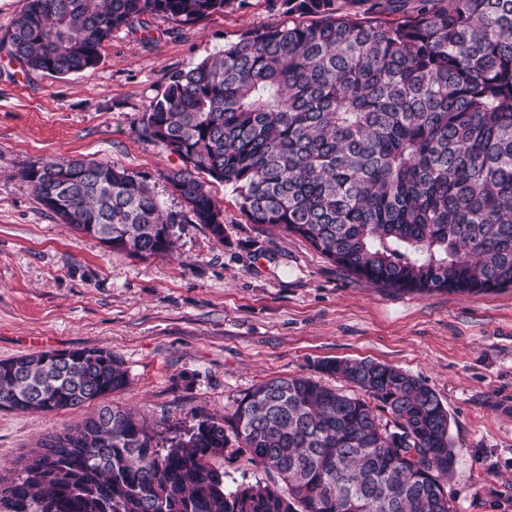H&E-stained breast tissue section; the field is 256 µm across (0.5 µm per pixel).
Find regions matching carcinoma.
<instances>
[{"label":"carcinoma","instance_id":"cac0c4a2","mask_svg":"<svg viewBox=\"0 0 512 512\" xmlns=\"http://www.w3.org/2000/svg\"><path fill=\"white\" fill-rule=\"evenodd\" d=\"M245 0H28L1 48L53 77L100 62L112 32L163 14L199 22ZM308 22L244 31L168 75L137 135L183 167L185 206L147 177L82 159L22 172L75 231L138 258L170 252L175 227L224 239V184L252 224L306 239L360 279L424 294L512 288V0H279ZM364 391L270 379L221 415L162 427L105 406L0 482V512H452L448 410L418 379L370 360H328ZM100 349L0 361V408L53 412L125 387ZM391 416L381 425L377 412ZM248 454L266 485L224 488V456Z\"/></svg>","mask_w":512,"mask_h":512}]
</instances>
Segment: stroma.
<instances>
[{"mask_svg":"<svg viewBox=\"0 0 512 512\" xmlns=\"http://www.w3.org/2000/svg\"><path fill=\"white\" fill-rule=\"evenodd\" d=\"M147 22L149 35L115 31L96 67L60 78L0 50V360L104 349L128 375L124 389L77 408L0 409V481L105 404L153 424L187 421L292 376L357 397L358 387L318 365L367 359L419 378L447 408L454 512H512V289L421 296L376 287L299 235L250 223L217 182L209 189L224 210L223 240L184 224L174 253L143 260L71 231L37 200L23 171L73 158L148 176L163 208L180 209L166 176L182 163L138 137L142 113L169 73L292 18L272 0H246L196 24Z\"/></svg>","mask_w":512,"mask_h":512,"instance_id":"obj_1","label":"stroma"}]
</instances>
